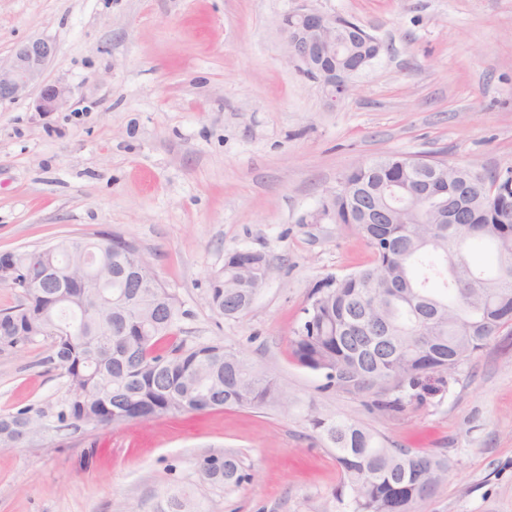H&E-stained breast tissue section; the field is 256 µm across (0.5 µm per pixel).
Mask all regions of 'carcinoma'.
I'll return each instance as SVG.
<instances>
[{
	"label": "carcinoma",
	"instance_id": "1",
	"mask_svg": "<svg viewBox=\"0 0 512 512\" xmlns=\"http://www.w3.org/2000/svg\"><path fill=\"white\" fill-rule=\"evenodd\" d=\"M424 179L415 160L386 154L342 176L327 205L340 224L358 228L370 261L338 277L326 276L313 289L291 351L296 362L324 375L323 389H342L383 413L435 392L447 376L480 350L501 328L512 325V207L499 194L468 198L452 187L432 200L445 210L467 205V224H366L383 208L385 186L410 187ZM478 242L494 246L498 269L482 290L464 287L466 276L485 279L467 253ZM87 276L109 266L115 278L98 302L76 304L80 268ZM25 281L51 282L20 289V303L0 311V352L48 343L47 362L66 378L64 397L47 408L26 407L0 414V448H19L55 427H104L226 406L288 409V395L276 380L220 343L190 344L177 323L184 312L157 273L146 270L134 241L119 233L89 240H62L38 253L8 252ZM268 259L250 250L225 254L224 272L206 293L212 310L231 319L249 311L257 294L240 279L238 267ZM442 282L447 296L432 293ZM335 450L343 487L351 491L350 512H416L447 467L432 455L390 448L376 434L342 420L311 419ZM198 483L220 491L240 486L243 473L233 453L204 460ZM157 512H212V499L185 491L167 494Z\"/></svg>",
	"mask_w": 512,
	"mask_h": 512
}]
</instances>
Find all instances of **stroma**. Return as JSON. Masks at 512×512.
I'll list each match as a JSON object with an SVG mask.
<instances>
[{
	"label": "stroma",
	"instance_id": "stroma-1",
	"mask_svg": "<svg viewBox=\"0 0 512 512\" xmlns=\"http://www.w3.org/2000/svg\"><path fill=\"white\" fill-rule=\"evenodd\" d=\"M314 4L387 47L334 105L287 57L294 0H0V56L48 39L44 78L70 91L47 114L32 91L0 104V253L122 234L178 297L188 342L240 352L292 399L0 450V512H155L166 493H201L198 463L227 452L247 479L215 493L216 512H346L316 415L444 460L418 512H512V328L396 415L324 390L290 347L317 282L370 259L354 226L311 220L345 171L385 154L512 168V0ZM234 249L271 271L250 311L225 319L206 288ZM47 355L43 342L0 352V412L64 394Z\"/></svg>",
	"mask_w": 512,
	"mask_h": 512
}]
</instances>
